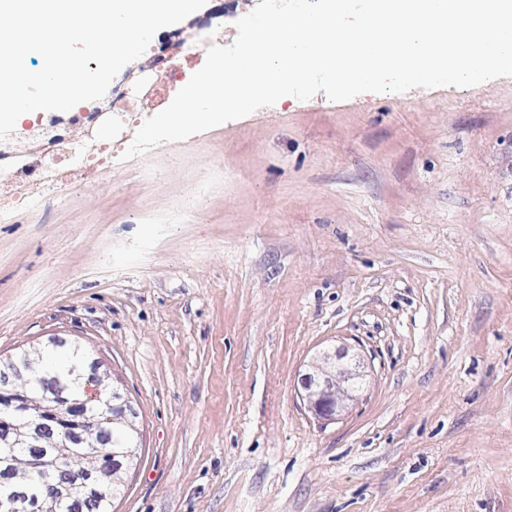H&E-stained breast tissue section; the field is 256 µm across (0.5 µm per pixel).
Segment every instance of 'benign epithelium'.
<instances>
[{
	"instance_id": "obj_1",
	"label": "benign epithelium",
	"mask_w": 512,
	"mask_h": 512,
	"mask_svg": "<svg viewBox=\"0 0 512 512\" xmlns=\"http://www.w3.org/2000/svg\"><path fill=\"white\" fill-rule=\"evenodd\" d=\"M34 363L33 352L24 349L3 360L0 358V443L11 448H36L46 439L70 437L80 433L92 436L103 425L109 423L112 428H121L133 439L131 445L112 452V467L106 468L101 458L93 457L88 464L77 470L69 471V479L56 482L50 490L53 501L67 500L72 497L75 484L84 487L85 494L98 493L97 481L100 476L112 477L119 483L131 468L136 456L137 444L134 443L139 429L132 418L126 414L127 405L122 401L118 389H112L108 396L102 395L100 384L107 382L108 375L99 372L91 376L94 388L85 389L82 399L69 396L67 387L54 378L43 381L44 402L34 403L26 390L16 382L6 380V374L16 378L29 372ZM367 371L364 361L349 349L343 347L334 351H325L319 357V363L300 379L301 397L321 418H332L357 393L366 382ZM91 401L105 403L103 412L88 409ZM26 506V493L17 487L13 493L0 500V512H17Z\"/></svg>"
}]
</instances>
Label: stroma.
<instances>
[{"label":"stroma","mask_w":512,"mask_h":512,"mask_svg":"<svg viewBox=\"0 0 512 512\" xmlns=\"http://www.w3.org/2000/svg\"><path fill=\"white\" fill-rule=\"evenodd\" d=\"M54 337L135 413L113 512H512V76L287 96L0 224V355ZM319 363L300 379L301 397L320 418H333L366 382L368 372L348 348L324 351Z\"/></svg>","instance_id":"stroma-1"}]
</instances>
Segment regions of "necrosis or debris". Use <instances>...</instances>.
<instances>
[{
	"label": "necrosis or debris",
	"instance_id": "necrosis-or-debris-1",
	"mask_svg": "<svg viewBox=\"0 0 512 512\" xmlns=\"http://www.w3.org/2000/svg\"><path fill=\"white\" fill-rule=\"evenodd\" d=\"M210 38L195 43L174 44L170 54L153 61L151 77L132 87L117 81L112 93V109L89 112L75 119L81 137L51 127L41 128L44 138L39 151L43 165L38 175H30L28 166L12 152L0 148V223L7 224L19 216L40 212L51 201L77 184L93 183L114 159L121 157L133 140L130 125L143 113L155 109L158 85L177 83L182 79L177 60H190L206 54ZM111 127L113 139L107 147H99L94 138L100 127Z\"/></svg>",
	"mask_w": 512,
	"mask_h": 512
}]
</instances>
